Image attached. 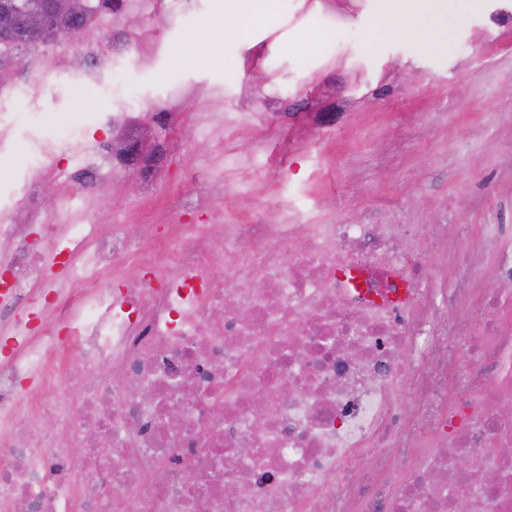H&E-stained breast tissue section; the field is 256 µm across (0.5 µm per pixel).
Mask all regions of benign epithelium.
I'll use <instances>...</instances> for the list:
<instances>
[{
  "instance_id": "obj_1",
  "label": "benign epithelium",
  "mask_w": 512,
  "mask_h": 512,
  "mask_svg": "<svg viewBox=\"0 0 512 512\" xmlns=\"http://www.w3.org/2000/svg\"><path fill=\"white\" fill-rule=\"evenodd\" d=\"M87 0H0V46L15 49L0 58V80L4 72L28 70L33 59L24 37L45 43H64L81 39L88 34ZM149 137L141 139L116 138L112 152L133 154L145 158Z\"/></svg>"
}]
</instances>
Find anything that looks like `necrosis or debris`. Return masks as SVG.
Wrapping results in <instances>:
<instances>
[{
	"label": "necrosis or debris",
	"instance_id": "necrosis-or-debris-1",
	"mask_svg": "<svg viewBox=\"0 0 512 512\" xmlns=\"http://www.w3.org/2000/svg\"><path fill=\"white\" fill-rule=\"evenodd\" d=\"M213 212L109 243L71 195L35 233L0 198V512H512V260L452 321L400 247L447 225Z\"/></svg>",
	"mask_w": 512,
	"mask_h": 512
}]
</instances>
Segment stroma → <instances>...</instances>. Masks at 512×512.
<instances>
[{
	"label": "stroma",
	"instance_id": "stroma-1",
	"mask_svg": "<svg viewBox=\"0 0 512 512\" xmlns=\"http://www.w3.org/2000/svg\"><path fill=\"white\" fill-rule=\"evenodd\" d=\"M323 0H279L250 42L232 35L234 0H194L185 20L157 11L117 39L114 22L92 21L79 57H46L14 75L24 102L0 103L13 144L79 124L62 141L52 170L34 174L16 155L0 192L30 223L48 213L49 191L92 198L104 235H135L143 224H207L210 204L247 186L224 210L234 224H273L281 210L332 204L348 224H444L448 240L431 250L403 240L432 276L449 318L474 289H488L493 266L512 253V0H469L456 13L429 14L420 36L371 40L384 0H357L345 30L322 22ZM142 101L133 128L152 131L151 171L123 166L124 201L108 205L112 183L73 173V158L111 165L112 83ZM186 88L183 96L174 95ZM242 122L225 141L205 136L225 113ZM263 160L235 168L225 151ZM284 183L283 192L273 191Z\"/></svg>",
	"mask_w": 512,
	"mask_h": 512
}]
</instances>
